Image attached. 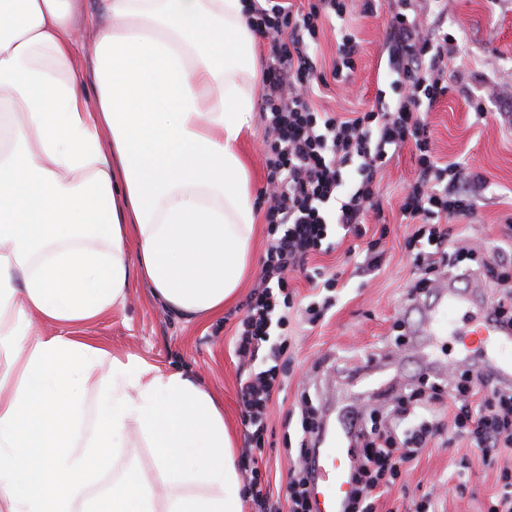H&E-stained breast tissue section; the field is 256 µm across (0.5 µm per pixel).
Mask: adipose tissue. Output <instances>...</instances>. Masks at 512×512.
Masks as SVG:
<instances>
[{
	"label": "adipose tissue",
	"mask_w": 512,
	"mask_h": 512,
	"mask_svg": "<svg viewBox=\"0 0 512 512\" xmlns=\"http://www.w3.org/2000/svg\"><path fill=\"white\" fill-rule=\"evenodd\" d=\"M247 8L0 0V512H243L211 393L73 330L136 279L198 320L237 296L258 222L240 153L263 77ZM134 432L152 478L110 471Z\"/></svg>",
	"instance_id": "ef3b65f1"
}]
</instances>
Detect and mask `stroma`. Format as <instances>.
Segmentation results:
<instances>
[{"mask_svg":"<svg viewBox=\"0 0 512 512\" xmlns=\"http://www.w3.org/2000/svg\"><path fill=\"white\" fill-rule=\"evenodd\" d=\"M389 0H380L371 16L351 10L348 22L360 40L361 53L348 85L330 83L314 97L316 109L347 113L372 107L376 97L395 103L399 91L388 70L382 46L389 33ZM440 18V17H439ZM447 30L448 92L424 115L434 136L435 154L443 162H459L483 177L476 192L475 210L457 225L469 246L493 255L512 248V0H448V14L440 18ZM480 102L482 115L471 105ZM417 175L411 146L398 148L378 174L380 208L369 211L364 237H332L329 251L312 256L310 266L338 273L345 288L335 308L316 323L292 322L289 359L284 364L288 389L284 403L271 406L264 443L253 449L267 463L271 475L287 476L301 440L300 407L311 399L320 408L338 407L360 399L353 374L370 365L380 369L388 385L402 389L418 363L432 358L454 370L463 362L477 361L481 350L472 343L474 310L463 307L443 330L431 351L416 348L391 357L396 330L405 305V291L413 278L405 242L413 232L399 205L407 185ZM378 241L382 265L373 278L353 272L351 246L366 248ZM258 282L250 275L238 297L223 312L206 320L168 310L140 281H133L124 306L79 328V335L123 356L134 354L165 371L180 370L209 390L224 407V422L244 450L239 377L250 363L235 355L232 337L243 317L251 291ZM324 359V372L310 368ZM469 460L472 475L468 493H459L455 473L461 460ZM503 461L483 464L467 443L449 445L433 439L418 458L407 464L399 482L382 495L377 512H395L399 504L434 490L441 506L428 512H485L489 496L498 489Z\"/></svg>","mask_w":512,"mask_h":512,"instance_id":"1","label":"stroma"}]
</instances>
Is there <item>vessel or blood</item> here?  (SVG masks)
Returning a JSON list of instances; mask_svg holds the SVG:
<instances>
[{
	"label": "vessel or blood",
	"instance_id": "b4317fda",
	"mask_svg": "<svg viewBox=\"0 0 512 512\" xmlns=\"http://www.w3.org/2000/svg\"><path fill=\"white\" fill-rule=\"evenodd\" d=\"M474 335L478 343L488 347L495 376L512 380V329L486 319L475 328ZM355 455L343 419H336L328 425L318 450L319 465L312 487L318 512H343L351 490L349 478Z\"/></svg>",
	"mask_w": 512,
	"mask_h": 512
}]
</instances>
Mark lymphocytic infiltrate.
<instances>
[{
  "label": "lymphocytic infiltrate",
  "mask_w": 512,
  "mask_h": 512,
  "mask_svg": "<svg viewBox=\"0 0 512 512\" xmlns=\"http://www.w3.org/2000/svg\"><path fill=\"white\" fill-rule=\"evenodd\" d=\"M348 12L347 0H311L304 10L294 9L290 0H254L249 6V24L269 46L260 95L267 181L259 192L266 206L268 243L234 341L239 358L260 356L269 363L239 383L251 444L261 443L267 411L288 387L277 363L289 344L284 338L270 341L271 323L287 326L301 311L314 323L334 306L327 290L335 286L336 277L313 271L308 281L317 292L300 311L288 275L306 266L329 225L361 235L366 213L378 206L376 176L391 161L392 149L409 143L417 153L418 174L401 204L403 218L419 223L405 244L417 272L409 301L427 296L432 283L448 273L466 288L493 282L503 290L491 300L489 313L494 321L512 326V257L478 254L446 223L447 218L473 212L481 177L458 164L436 162L432 131L421 118L448 92L447 33L425 28L411 0H396L383 54L402 93L396 104L380 97L368 111L342 118L317 111L310 96L327 81L347 83L356 67L360 43L345 22ZM326 18L340 23L337 56L328 73L318 71L315 57ZM352 162L358 165L359 181L348 188L343 170ZM448 394L457 400L454 437L468 440L485 462L512 456V384L488 372L465 370L450 375L447 384L410 390L381 416L369 418L360 409L345 412L358 457L344 512H375L377 489L385 479H396L401 465L428 446L436 428L427 415ZM321 427L314 408H304L300 466L288 471L283 501H275L270 482L262 481L258 459H249V492L264 512H314L309 485Z\"/></svg>",
  "instance_id": "lymphocytic-infiltrate-1"
}]
</instances>
